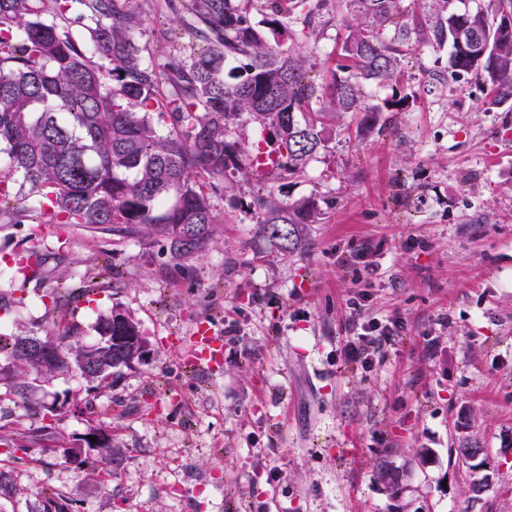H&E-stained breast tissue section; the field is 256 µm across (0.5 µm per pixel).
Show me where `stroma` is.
<instances>
[{"label": "stroma", "mask_w": 512, "mask_h": 512, "mask_svg": "<svg viewBox=\"0 0 512 512\" xmlns=\"http://www.w3.org/2000/svg\"><path fill=\"white\" fill-rule=\"evenodd\" d=\"M138 5L146 60L199 53L168 0ZM346 17L329 5L304 42L314 83L335 67ZM451 75L449 49L417 50L409 107L370 131L344 116L297 178L250 175L248 150L273 137L241 118L230 131L246 153L211 197L221 222L198 259L175 264L156 239L73 226L63 246L58 225L0 223V290L20 287L5 269L34 240L51 256L42 290L96 288L61 315L29 291L1 332L69 326L91 346L98 313L117 306L151 344L100 390L64 373L0 404V464L19 488L0 512H40L51 493L71 512H512V112L484 111ZM266 194L318 200L299 250L261 232L251 204ZM393 314L404 330L384 357L349 364L352 322ZM199 318L224 334L215 374L166 342ZM51 403L64 419L43 435L33 409ZM93 427L111 430L116 460H65ZM479 461L489 480L475 497Z\"/></svg>", "instance_id": "obj_1"}]
</instances>
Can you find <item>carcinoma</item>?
<instances>
[{"mask_svg":"<svg viewBox=\"0 0 512 512\" xmlns=\"http://www.w3.org/2000/svg\"><path fill=\"white\" fill-rule=\"evenodd\" d=\"M93 25L71 29L75 5ZM326 0H183L184 29L205 42L191 63L143 60L135 37L143 19L134 0H0V219L102 227L120 237L159 238L177 262L203 254L218 216L200 179L216 191L244 153L229 126L246 115L274 134L286 153L281 176L302 173L324 147V132L351 114L370 130L382 112H401L409 96L383 105L365 100V85H400L404 62L422 46L451 49V67L471 77L487 111L512 109V0L475 10L451 0H338L351 20L329 80L304 83L309 56L297 33H315ZM292 42L283 49L281 44ZM318 107H312V104ZM168 114L167 133L154 113ZM24 202L15 207L11 202ZM262 232L285 252L300 244V225L315 224L314 198L292 203L259 196ZM94 288H55L57 310ZM100 342L69 331L0 336V367L12 400L30 380L75 372L100 383L113 370L145 361L150 342L131 315L114 307L95 325Z\"/></svg>","mask_w":512,"mask_h":512,"instance_id":"cac0c4a2","label":"carcinoma"}]
</instances>
